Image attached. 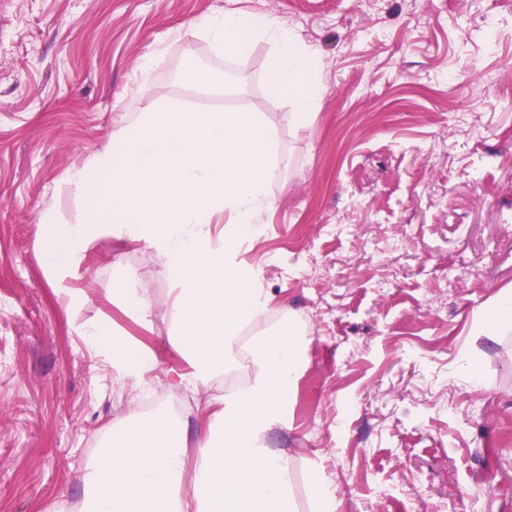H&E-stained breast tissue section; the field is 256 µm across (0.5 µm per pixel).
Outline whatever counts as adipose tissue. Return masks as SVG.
Wrapping results in <instances>:
<instances>
[{"label":"adipose tissue","mask_w":512,"mask_h":512,"mask_svg":"<svg viewBox=\"0 0 512 512\" xmlns=\"http://www.w3.org/2000/svg\"><path fill=\"white\" fill-rule=\"evenodd\" d=\"M193 31L220 57L243 55L255 38L268 37L276 45L268 94L295 103L298 124L312 120V55L276 18L219 11L198 17ZM134 91L145 102L141 111L69 176L79 190L98 176L91 207L65 225L54 211L43 212L51 229L40 245L44 267L60 286L101 239L116 235L153 248L173 285L166 334L182 364L168 370L170 387L196 390L233 369L249 381L216 398L194 471L185 468L181 432L154 417L130 424L113 439L111 459L95 462L84 479L87 512H295L288 462L264 438L285 423L300 338L284 325L240 345L241 329L265 314L269 300L232 261L249 227L273 207L267 180L276 130L244 105L192 112L158 96L148 66ZM82 334L92 346L111 344L112 370L132 388L157 365L143 345L112 343L111 325L93 323Z\"/></svg>","instance_id":"ef3b65f1"}]
</instances>
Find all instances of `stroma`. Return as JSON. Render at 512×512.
I'll use <instances>...</instances> for the list:
<instances>
[{
	"mask_svg": "<svg viewBox=\"0 0 512 512\" xmlns=\"http://www.w3.org/2000/svg\"><path fill=\"white\" fill-rule=\"evenodd\" d=\"M218 10L276 17L312 53L315 116L268 95L273 44L214 56L190 32ZM156 57L157 93L198 111L249 104L275 126L273 209L236 261L267 314L308 333L284 427L296 512L329 480L338 512H512V329L483 313L512 290V7L505 0H0V512H81V477L143 412L113 376L92 322L151 348V409L186 428L194 468L207 404L226 376L172 390L171 284L154 249H90L64 304L45 275L41 215L76 222L67 181L108 143ZM223 76L224 93L195 81ZM134 273L151 323L112 299Z\"/></svg>",
	"mask_w": 512,
	"mask_h": 512,
	"instance_id": "1",
	"label": "stroma"
}]
</instances>
